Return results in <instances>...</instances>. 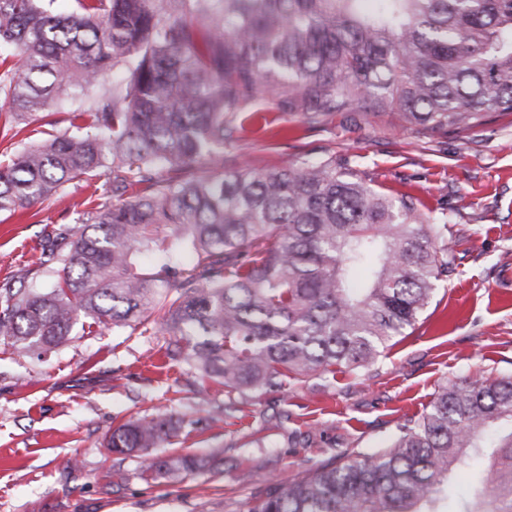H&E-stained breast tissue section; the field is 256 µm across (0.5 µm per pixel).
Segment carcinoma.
I'll return each mask as SVG.
<instances>
[{
    "label": "carcinoma",
    "mask_w": 512,
    "mask_h": 512,
    "mask_svg": "<svg viewBox=\"0 0 512 512\" xmlns=\"http://www.w3.org/2000/svg\"><path fill=\"white\" fill-rule=\"evenodd\" d=\"M0 0V136L15 138L66 90L112 86L69 126L0 165V213L66 184L112 174L86 222L45 233L53 285L0 288V340L46 354L79 318L169 336L166 356L224 384L228 403L330 366L358 371L413 328L454 257L448 217L390 197L336 158L202 171L270 101L317 124L335 112H389L425 133H463L512 114V0ZM209 21L206 32L198 23ZM191 253L180 267L170 250ZM162 258L137 264L143 251ZM512 373L441 383L385 444L274 480L246 512H512ZM175 430L129 421L107 448L143 454L176 481L198 461L147 455ZM470 448H490L485 480L448 501Z\"/></svg>",
    "instance_id": "cac0c4a2"
}]
</instances>
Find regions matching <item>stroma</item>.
<instances>
[{
	"mask_svg": "<svg viewBox=\"0 0 512 512\" xmlns=\"http://www.w3.org/2000/svg\"><path fill=\"white\" fill-rule=\"evenodd\" d=\"M256 111L272 124L233 149L254 168L333 156L374 188L447 214L454 261L415 329L365 369L284 378L219 422L223 386L169 361L163 336L95 324L42 357L0 342V512H243L272 476L378 446L438 384L512 371V288L502 285L512 275V114L464 135H429L384 112H338L312 125L270 102ZM93 191L76 180L49 201L0 214V287L38 269L47 224H80ZM158 415L178 429L161 455L195 454L204 468L152 480L139 457L107 452L115 428Z\"/></svg>",
	"mask_w": 512,
	"mask_h": 512,
	"instance_id": "1",
	"label": "stroma"
}]
</instances>
